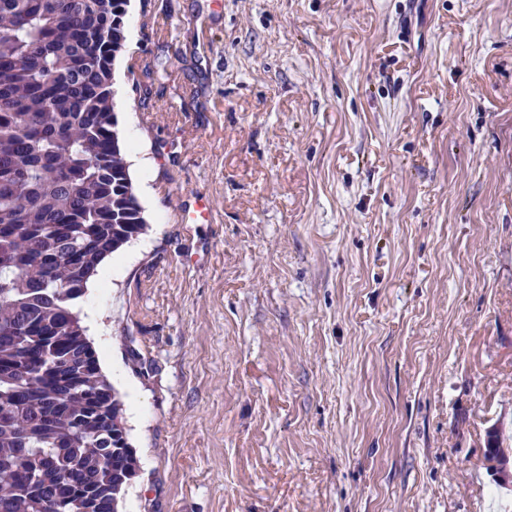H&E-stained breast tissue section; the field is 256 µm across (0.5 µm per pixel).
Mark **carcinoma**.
I'll use <instances>...</instances> for the list:
<instances>
[{
  "instance_id": "obj_1",
  "label": "carcinoma",
  "mask_w": 512,
  "mask_h": 512,
  "mask_svg": "<svg viewBox=\"0 0 512 512\" xmlns=\"http://www.w3.org/2000/svg\"><path fill=\"white\" fill-rule=\"evenodd\" d=\"M129 2L0 0V512H118L139 469L78 311L147 227L114 111Z\"/></svg>"
}]
</instances>
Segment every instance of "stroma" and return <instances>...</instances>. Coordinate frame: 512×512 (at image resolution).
Wrapping results in <instances>:
<instances>
[{
    "mask_svg": "<svg viewBox=\"0 0 512 512\" xmlns=\"http://www.w3.org/2000/svg\"><path fill=\"white\" fill-rule=\"evenodd\" d=\"M126 36L156 194L83 297L122 512H512V0H130ZM190 214L196 217L195 222H206L213 214V208L209 197L196 194L194 200L178 212L177 218L182 224L189 222Z\"/></svg>",
    "mask_w": 512,
    "mask_h": 512,
    "instance_id": "1",
    "label": "stroma"
}]
</instances>
